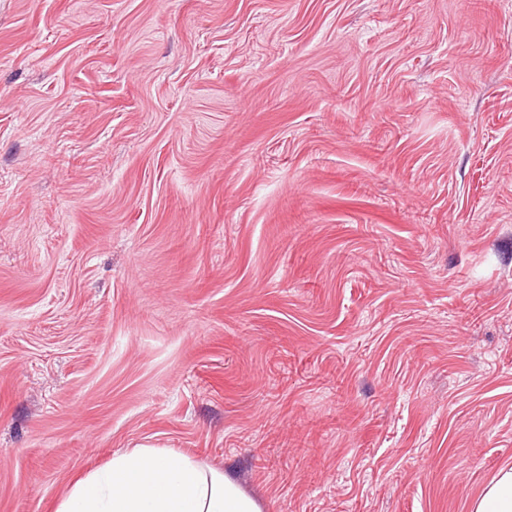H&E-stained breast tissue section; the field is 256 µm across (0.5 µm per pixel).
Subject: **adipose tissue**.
Segmentation results:
<instances>
[{
    "label": "adipose tissue",
    "instance_id": "adipose-tissue-1",
    "mask_svg": "<svg viewBox=\"0 0 512 512\" xmlns=\"http://www.w3.org/2000/svg\"><path fill=\"white\" fill-rule=\"evenodd\" d=\"M56 512H262L223 470L164 448H129L75 482Z\"/></svg>",
    "mask_w": 512,
    "mask_h": 512
}]
</instances>
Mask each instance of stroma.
I'll return each mask as SVG.
<instances>
[{"instance_id":"stroma-1","label":"stroma","mask_w":512,"mask_h":512,"mask_svg":"<svg viewBox=\"0 0 512 512\" xmlns=\"http://www.w3.org/2000/svg\"><path fill=\"white\" fill-rule=\"evenodd\" d=\"M128 448L263 512L512 467V0H0V512Z\"/></svg>"}]
</instances>
